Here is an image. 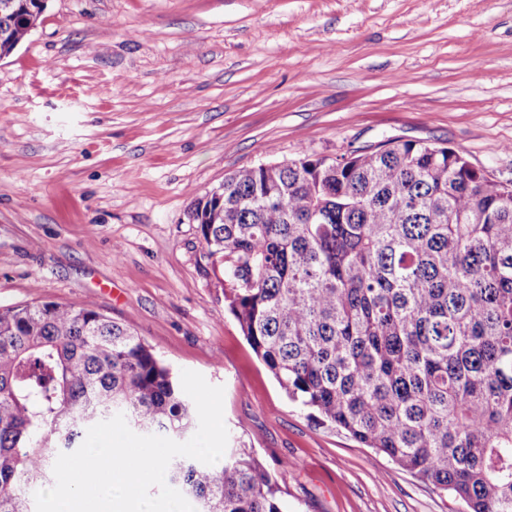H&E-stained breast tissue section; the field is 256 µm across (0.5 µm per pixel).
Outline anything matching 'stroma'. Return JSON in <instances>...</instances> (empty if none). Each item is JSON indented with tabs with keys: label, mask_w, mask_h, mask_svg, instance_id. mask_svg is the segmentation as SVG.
I'll return each instance as SVG.
<instances>
[{
	"label": "stroma",
	"mask_w": 512,
	"mask_h": 512,
	"mask_svg": "<svg viewBox=\"0 0 512 512\" xmlns=\"http://www.w3.org/2000/svg\"><path fill=\"white\" fill-rule=\"evenodd\" d=\"M392 137L512 182V0H47L0 59V307L100 305L223 386L285 512H458L288 400L188 219L239 168Z\"/></svg>",
	"instance_id": "obj_1"
}]
</instances>
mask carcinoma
<instances>
[{
    "mask_svg": "<svg viewBox=\"0 0 512 512\" xmlns=\"http://www.w3.org/2000/svg\"><path fill=\"white\" fill-rule=\"evenodd\" d=\"M0 0V58L40 22ZM228 307L292 401L449 492L512 512V190L459 153L389 139L329 168H241L191 206ZM117 413L141 433L198 423L173 370L94 304L0 308V512H35L59 453ZM166 480L197 512H284L250 448Z\"/></svg>",
    "mask_w": 512,
    "mask_h": 512,
    "instance_id": "cac0c4a2",
    "label": "carcinoma"
}]
</instances>
